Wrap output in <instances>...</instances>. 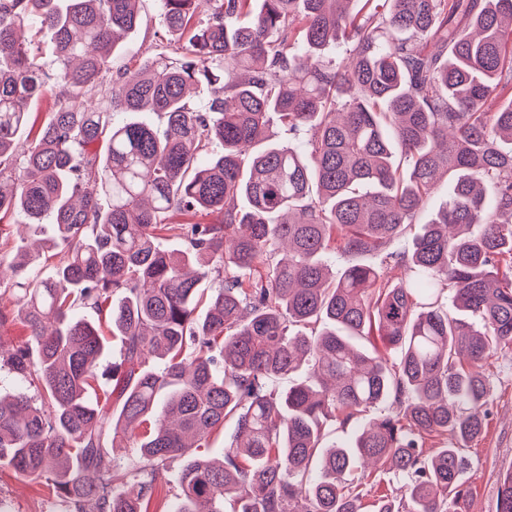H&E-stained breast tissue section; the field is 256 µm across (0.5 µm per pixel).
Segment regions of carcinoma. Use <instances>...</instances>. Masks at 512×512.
<instances>
[{"label": "carcinoma", "mask_w": 512, "mask_h": 512, "mask_svg": "<svg viewBox=\"0 0 512 512\" xmlns=\"http://www.w3.org/2000/svg\"><path fill=\"white\" fill-rule=\"evenodd\" d=\"M137 2L0 0V222L52 226L55 258L42 278L31 251L0 255L30 338L0 360L36 392L0 396V466L73 512H139L114 485L144 494L177 460L173 512H362L350 476L379 465L407 501L371 512H458L483 365L512 349V0H160L177 40L106 85ZM25 29L50 34L51 60ZM52 81L70 97L19 150ZM443 176L445 209L393 249ZM338 253L380 263L335 273ZM84 310L121 337L102 399ZM372 334L397 359L354 346ZM228 417L224 461L197 455ZM328 421L355 429L327 444Z\"/></svg>", "instance_id": "carcinoma-1"}]
</instances>
